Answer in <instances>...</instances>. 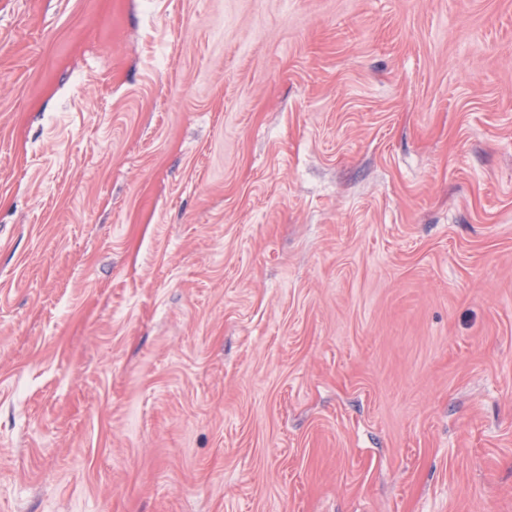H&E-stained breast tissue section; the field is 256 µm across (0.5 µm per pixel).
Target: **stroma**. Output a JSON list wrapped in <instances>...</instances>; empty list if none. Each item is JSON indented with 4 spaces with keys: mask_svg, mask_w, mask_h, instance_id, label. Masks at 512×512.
<instances>
[{
    "mask_svg": "<svg viewBox=\"0 0 512 512\" xmlns=\"http://www.w3.org/2000/svg\"><path fill=\"white\" fill-rule=\"evenodd\" d=\"M0 512H512V0H0Z\"/></svg>",
    "mask_w": 512,
    "mask_h": 512,
    "instance_id": "35a3bbf8",
    "label": "stroma"
}]
</instances>
